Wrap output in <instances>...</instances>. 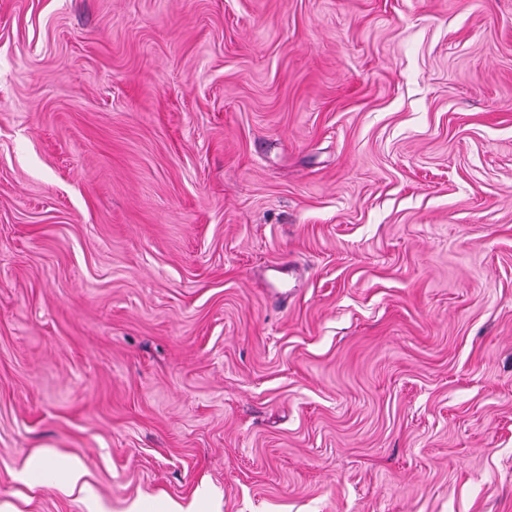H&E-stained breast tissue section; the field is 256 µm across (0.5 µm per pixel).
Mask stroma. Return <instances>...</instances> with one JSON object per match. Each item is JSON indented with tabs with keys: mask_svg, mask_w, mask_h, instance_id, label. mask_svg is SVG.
Segmentation results:
<instances>
[{
	"mask_svg": "<svg viewBox=\"0 0 512 512\" xmlns=\"http://www.w3.org/2000/svg\"><path fill=\"white\" fill-rule=\"evenodd\" d=\"M172 504L512 512V0H0V512Z\"/></svg>",
	"mask_w": 512,
	"mask_h": 512,
	"instance_id": "35a3bbf8",
	"label": "stroma"
}]
</instances>
